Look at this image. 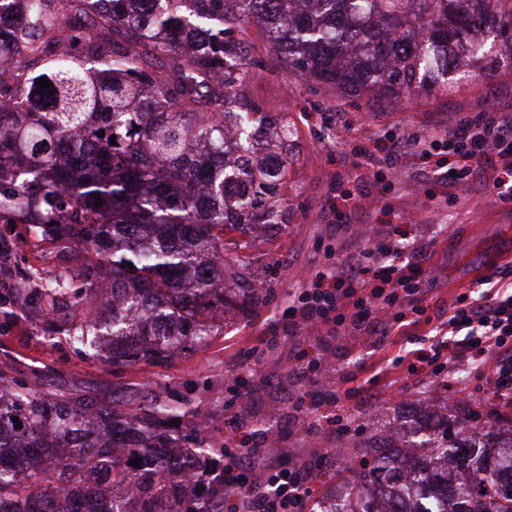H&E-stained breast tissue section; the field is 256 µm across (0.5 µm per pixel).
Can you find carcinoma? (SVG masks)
<instances>
[{
	"label": "carcinoma",
	"instance_id": "obj_1",
	"mask_svg": "<svg viewBox=\"0 0 512 512\" xmlns=\"http://www.w3.org/2000/svg\"><path fill=\"white\" fill-rule=\"evenodd\" d=\"M13 2L0 224L29 225L39 264L11 269L15 243L0 233V335L27 322L112 369L165 367L257 297L224 234L247 248L255 225L285 223L297 126L240 92L244 26L262 28L283 66L368 109L446 95L463 67L491 81L512 65V0ZM199 415L149 391L96 404L38 389L6 360L0 512H224V448L206 444ZM470 422L428 416L409 421L412 442L351 443L361 468L310 512H512V416L506 429ZM15 453L33 461L21 478Z\"/></svg>",
	"mask_w": 512,
	"mask_h": 512
}]
</instances>
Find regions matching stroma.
<instances>
[{"instance_id":"1","label":"stroma","mask_w":512,"mask_h":512,"mask_svg":"<svg viewBox=\"0 0 512 512\" xmlns=\"http://www.w3.org/2000/svg\"><path fill=\"white\" fill-rule=\"evenodd\" d=\"M245 39L252 59L247 97L268 112H287L298 128L286 222L242 252L259 270L263 303L226 319L221 336L164 368L114 371L19 329L0 336V352L14 357L38 388L75 387L102 402L145 385L172 398L187 396L208 419V443L227 448L262 447L266 430L281 436L282 447H299L297 414L304 411L328 453L342 443L337 416L354 418L356 437L366 438L378 423L401 418L419 402L430 385L419 352L433 343L439 316L488 274L492 259L512 262V202L489 190L484 169L458 189L474 203L470 211L446 200L435 173L417 155L407 150L390 162L376 141L404 131L422 142L451 117L512 113V67H500L490 82L476 75L462 79L444 99L421 95L382 111H357L335 89L280 65L257 25L247 26ZM409 213L419 214L421 223H404ZM367 226L381 245L400 238L421 244L433 287L413 303L390 308L393 329L385 336L281 332L297 288L315 285ZM339 370L353 393L330 406L323 392Z\"/></svg>"}]
</instances>
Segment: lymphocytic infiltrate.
<instances>
[{
  "instance_id": "f902f5d3",
  "label": "lymphocytic infiltrate",
  "mask_w": 512,
  "mask_h": 512,
  "mask_svg": "<svg viewBox=\"0 0 512 512\" xmlns=\"http://www.w3.org/2000/svg\"><path fill=\"white\" fill-rule=\"evenodd\" d=\"M433 145L446 149L448 167L441 178L449 188L463 185L476 169H487L499 198L512 199V116L476 113L440 125L432 132ZM398 263L385 264L381 247L364 246L337 263L333 288L301 291L284 326L292 333L301 325L333 331L371 332L383 321L382 311L402 305L420 294L428 283L423 278L425 252L395 246ZM483 289L458 295L448 307L449 340L437 343L427 363L430 374L442 379L447 373L470 369L497 400L512 397V266L496 268L483 277ZM495 361L486 364L484 356ZM322 457L320 449H291L288 467H269L261 481L251 479L242 455L224 451V487L233 512H306L313 488L300 480L298 471Z\"/></svg>"
}]
</instances>
